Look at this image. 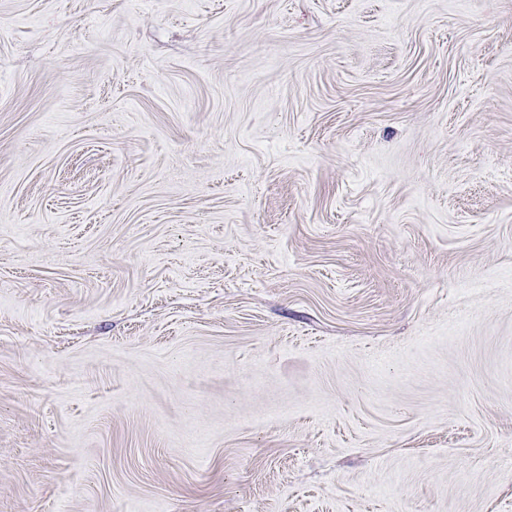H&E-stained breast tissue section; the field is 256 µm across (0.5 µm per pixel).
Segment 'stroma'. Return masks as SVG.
Instances as JSON below:
<instances>
[{"label": "stroma", "instance_id": "1", "mask_svg": "<svg viewBox=\"0 0 512 512\" xmlns=\"http://www.w3.org/2000/svg\"><path fill=\"white\" fill-rule=\"evenodd\" d=\"M0 512H512V0H0Z\"/></svg>", "mask_w": 512, "mask_h": 512}]
</instances>
